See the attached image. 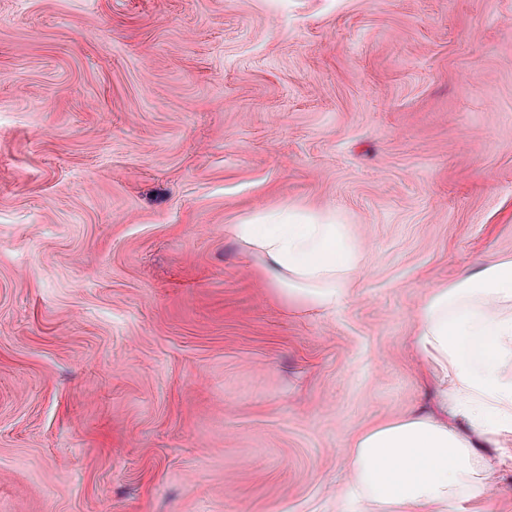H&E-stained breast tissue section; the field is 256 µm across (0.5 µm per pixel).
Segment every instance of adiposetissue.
<instances>
[{"instance_id":"ef3b65f1","label":"adipose tissue","mask_w":512,"mask_h":512,"mask_svg":"<svg viewBox=\"0 0 512 512\" xmlns=\"http://www.w3.org/2000/svg\"><path fill=\"white\" fill-rule=\"evenodd\" d=\"M253 248L274 287L332 309L351 297L365 253L332 214L270 210L230 227ZM414 353L437 388L433 410H415L354 431L342 512H450L461 499L481 512L511 458L512 258L429 288L415 309Z\"/></svg>"}]
</instances>
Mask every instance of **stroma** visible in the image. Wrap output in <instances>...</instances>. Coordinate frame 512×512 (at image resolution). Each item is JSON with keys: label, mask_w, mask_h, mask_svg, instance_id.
Returning a JSON list of instances; mask_svg holds the SVG:
<instances>
[{"label": "stroma", "mask_w": 512, "mask_h": 512, "mask_svg": "<svg viewBox=\"0 0 512 512\" xmlns=\"http://www.w3.org/2000/svg\"><path fill=\"white\" fill-rule=\"evenodd\" d=\"M288 206L366 251L336 309L229 230ZM505 257L512 0H0V512H336Z\"/></svg>", "instance_id": "35a3bbf8"}]
</instances>
